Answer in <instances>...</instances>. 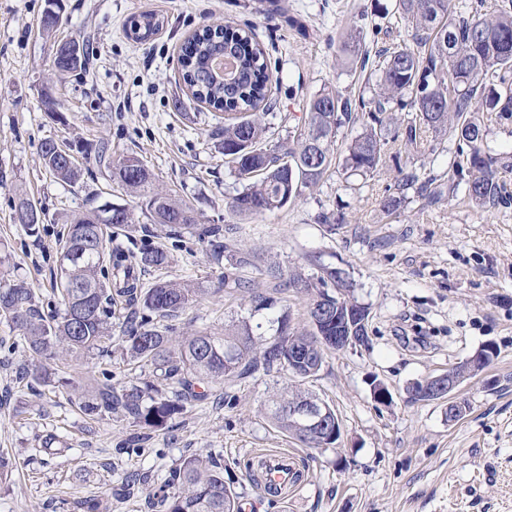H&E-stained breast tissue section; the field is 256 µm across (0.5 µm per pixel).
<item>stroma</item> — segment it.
Instances as JSON below:
<instances>
[{"instance_id":"obj_1","label":"stroma","mask_w":512,"mask_h":512,"mask_svg":"<svg viewBox=\"0 0 512 512\" xmlns=\"http://www.w3.org/2000/svg\"><path fill=\"white\" fill-rule=\"evenodd\" d=\"M378 1L395 2L60 0L63 24L50 39L39 28L47 0H0V270L25 277L43 305L54 304L59 241L96 193L133 214L132 227L114 230L115 245L133 254L166 248L164 275L200 288L197 302L169 321L173 342L247 327L259 349L275 336L280 316L307 328V296L277 289L266 270L307 277L316 257L347 274L369 312L368 344L326 352L314 377L262 370L225 376L162 429L78 408L80 393L101 373L117 386L151 379L150 367L122 353L134 306L112 308L111 356L57 361L49 384L25 376L31 356L22 334L0 322L8 343L0 349V453L12 462L0 477V512H81L89 499L99 512H162L155 489L191 456L220 458L226 487L248 512H512V201L478 205L461 189L435 198L421 192L422 182H448L457 144L443 134L412 153L393 144L373 175L349 174L343 159L359 131L353 125L338 134L332 164L315 187L275 213L232 215L229 203L245 182L212 136L222 116L196 102L180 78V46L196 29H252L278 81L264 117L267 144L278 145L303 123L306 102L320 89L352 100L365 93L360 61L341 56L344 40L357 37L375 63L407 38L398 16L375 12ZM144 13L157 14L163 26L137 41L128 29ZM89 35L93 79H48L54 39ZM46 92L60 119L43 111ZM485 125V147L507 162L500 178L512 194V118L491 116ZM48 139L105 141L113 156L139 157L155 175V190L194 204L199 223L226 225L232 250L254 253L253 266L238 272L248 288L221 285L224 264L208 243L151 223L140 199L107 181L94 161L84 162L77 184L54 179L40 155ZM406 172L417 174V184L403 185ZM389 194L403 200L390 215L380 205ZM24 196L46 214L34 236L15 222ZM324 213L340 215L341 224L320 223ZM255 293L272 306L256 308ZM486 344L494 358L452 395L466 404L463 417L449 421L446 402L413 398L414 381L447 372ZM377 383L388 388V404L374 400ZM295 387L335 410L337 445L305 447L268 419L273 395ZM266 449L291 454L303 474L288 499L250 479L255 453Z\"/></svg>"}]
</instances>
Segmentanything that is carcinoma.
<instances>
[{"label": "carcinoma", "instance_id": "cac0c4a2", "mask_svg": "<svg viewBox=\"0 0 512 512\" xmlns=\"http://www.w3.org/2000/svg\"><path fill=\"white\" fill-rule=\"evenodd\" d=\"M59 0H48V8L40 20L42 32L48 36L62 25L56 9ZM397 12L413 30L417 43L428 47L427 54L398 43L384 50V59L375 70V88L370 97L356 100L343 97L339 91L325 87L309 98L307 119L288 141L273 149L264 145L267 132L262 118V104L271 95V78L267 51L249 30L231 26L224 31H195L182 47L179 63L182 79L193 99L224 112V125L213 133L224 156L234 165L239 178L249 181L231 202L232 212L241 216L263 215L282 209L303 190L315 186L332 164L331 147L340 130L362 121V132L347 147L345 168L354 175L366 176L383 162L389 143L404 141L405 149L424 145L425 134L449 133L457 141L451 164L458 182L466 186L471 201L478 205L494 203L504 197L499 182L498 158L484 149L485 129L477 112L512 114V96H501L494 79L506 82L512 72V9L470 20L453 18L451 0H398ZM160 27L153 13L136 19L130 35L146 40ZM67 40H60L53 54L56 73H87L89 48L79 44L76 57L66 52ZM229 51L235 62L232 81L226 83L212 68L223 51ZM487 91L482 102L477 93ZM71 151L94 155L95 162L109 171L112 182L142 197V205L152 223L162 224L177 235L181 230L193 231L199 240L208 242L214 254L225 252L224 225L200 224L194 208L173 200L169 195L152 190L154 174L143 162L130 155L115 160L112 147L102 142L89 145L64 143ZM45 169L55 178L73 184L80 180L81 168L69 163L47 140L41 145ZM133 223L128 207L111 206V202L78 213L70 219L60 250L71 258L61 263L54 273L60 306L45 311L36 300L34 288L14 277L0 286V321L23 330L32 362L27 373L34 379H49L48 366L61 357L112 355L110 319L114 297H127L146 314L130 324L123 337V352L129 360L153 367V377L175 381L176 399L145 397L154 383L132 384L118 390L112 375L104 374L93 383V393L81 399V411L102 418L120 411L146 428H159L189 400H202L206 393L200 384L221 380L226 375L240 376L261 368L270 373L285 370L297 378H307L304 367L288 366V356L309 347L316 360L324 362L322 336L336 335V324L315 322L322 300L342 303V309L356 311L360 303L353 296L352 284L344 272L331 266H319L313 281L280 270L270 271L277 280L275 287L314 292L307 316L309 329L290 327L287 318L278 320L277 336L252 355V336L244 330L232 336L200 333L185 338L177 350L170 347L171 337L160 330L155 320L180 317L196 300L199 289L188 283L159 279L143 288L135 269L163 270L170 264L168 252L149 248L133 263H126L122 249L112 247V228ZM224 282L239 288L247 283L234 276L233 270L250 264L247 256L231 254ZM368 313L351 318L345 335L353 337V345L367 342ZM311 393L297 390L272 400L270 418L281 430L307 447L318 448L320 442L303 434L288 418V408ZM174 485L176 492L170 491ZM163 512H240L238 503L224 485V467L211 457L183 459L172 470L171 478L154 492Z\"/></svg>", "mask_w": 512, "mask_h": 512}]
</instances>
